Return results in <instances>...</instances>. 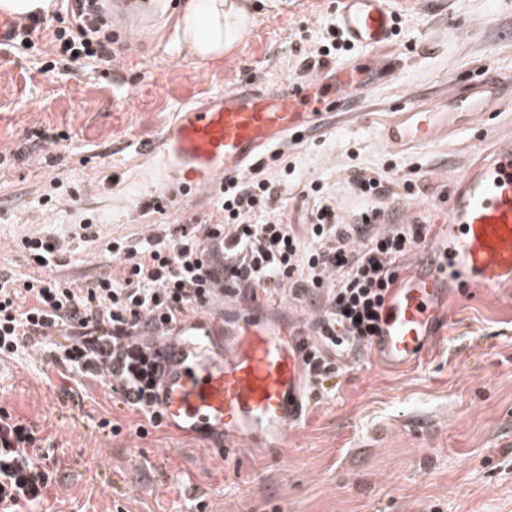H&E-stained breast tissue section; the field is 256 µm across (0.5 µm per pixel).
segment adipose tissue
<instances>
[{
  "label": "adipose tissue",
  "mask_w": 512,
  "mask_h": 512,
  "mask_svg": "<svg viewBox=\"0 0 512 512\" xmlns=\"http://www.w3.org/2000/svg\"><path fill=\"white\" fill-rule=\"evenodd\" d=\"M245 0H186L181 45L187 57L214 59L240 41L248 28Z\"/></svg>",
  "instance_id": "adipose-tissue-1"
}]
</instances>
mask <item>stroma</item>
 <instances>
[{"mask_svg": "<svg viewBox=\"0 0 512 512\" xmlns=\"http://www.w3.org/2000/svg\"><path fill=\"white\" fill-rule=\"evenodd\" d=\"M335 10L336 0H250L247 34L214 60L186 58L176 26L122 36L106 76L88 65L46 72L42 55L0 50V266L31 273L24 234L95 224L98 239L75 243L59 270L82 285L111 272L110 238L223 221L212 195L143 213L166 188L145 147L188 102L244 80L273 89L297 78ZM478 17L485 26L470 30ZM380 54L394 76L369 74L360 121L289 143L292 178L320 182L348 215L360 205L352 167L386 168L399 217L440 223L466 169L512 136V110L406 150L386 147L381 131L398 100H443L485 70L512 81V0H406ZM45 130L67 138L41 144ZM408 181L419 194H405ZM0 406L50 441L58 480L38 512H197L200 502L204 512H512V288L453 299L447 345L407 371L366 351L348 361L282 457L226 452L165 427L139 437V415L107 383L39 352L0 361ZM105 418L119 435L100 429Z\"/></svg>", "mask_w": 512, "mask_h": 512, "instance_id": "35a3bbf8", "label": "stroma"}]
</instances>
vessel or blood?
Here are the masks:
<instances>
[{
    "mask_svg": "<svg viewBox=\"0 0 512 512\" xmlns=\"http://www.w3.org/2000/svg\"><path fill=\"white\" fill-rule=\"evenodd\" d=\"M165 0H109L107 19L116 34L146 26ZM393 0H339L336 25L355 47L374 52L391 39ZM369 67L350 61L312 79L276 90L243 83L176 112L151 155L160 176L184 192L221 193L246 165L268 161L288 137L331 128L340 113L357 114ZM512 105V91L484 71L449 97L446 108L406 99L399 117L383 129L390 146H423L448 128L471 129L486 101ZM512 282V138L468 169L448 199V216L426 254L389 288L371 344L383 368L417 364L448 335V303L469 285L494 292ZM219 326L193 319L181 326L184 342L172 347L161 371L156 407L175 432L215 448H264L283 456L288 436L306 409L302 338L244 309L232 342L210 351Z\"/></svg>",
    "mask_w": 512,
    "mask_h": 512,
    "instance_id": "b4317fda",
    "label": "vessel or blood"
}]
</instances>
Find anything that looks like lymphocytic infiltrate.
<instances>
[{"label":"lymphocytic infiltrate","instance_id":"1","mask_svg":"<svg viewBox=\"0 0 512 512\" xmlns=\"http://www.w3.org/2000/svg\"><path fill=\"white\" fill-rule=\"evenodd\" d=\"M101 10L91 0L88 11L56 15L47 69L87 58L111 71L115 38ZM348 182L364 207L340 216L335 197L314 181L300 191L302 223L292 224L287 170L256 165L226 181L223 223L109 239L116 268L82 286L56 271L72 241L93 240L91 225H74L66 238L24 235L20 245L39 272L0 270V358L28 354L59 335L51 361L107 382L141 416L137 433L144 436L162 425L153 407L160 338L218 297L252 300L261 291L310 304L305 382L311 397H322L344 363L370 348L385 292L432 232L426 221L397 219L387 171L359 169ZM44 444L35 424L0 406V512L46 501L57 471Z\"/></svg>","mask_w":512,"mask_h":512}]
</instances>
